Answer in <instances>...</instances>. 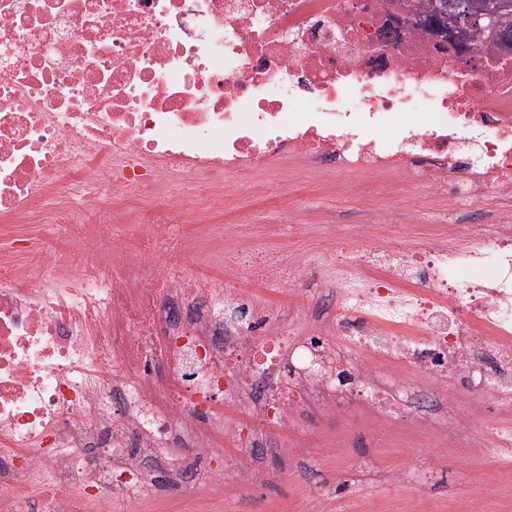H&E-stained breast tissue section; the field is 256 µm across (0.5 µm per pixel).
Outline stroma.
Here are the masks:
<instances>
[{
	"mask_svg": "<svg viewBox=\"0 0 512 512\" xmlns=\"http://www.w3.org/2000/svg\"><path fill=\"white\" fill-rule=\"evenodd\" d=\"M463 220L462 212L448 206L423 202L409 210L397 199L369 203L354 200L347 191L320 196L298 186L292 188L287 203L273 206L244 198L238 210L227 217L248 245L267 249L290 245L302 250H312L326 242L334 225L459 224ZM265 224H301L305 230L294 237L267 236L261 232ZM307 426L322 437V455L298 463L296 471L283 473L278 482L241 499L237 512H297L304 498L298 482L302 471L313 473L317 482L329 485L330 492L322 498L321 508L322 512H334L335 494L345 486L341 466L348 461L358 463L362 469L352 487L365 499H377L381 472L401 469L407 472L409 483L397 496L407 512H422L428 498L437 501L446 512H460L479 485L490 478L501 479L504 471L500 463L489 460L475 448L447 449L442 462L437 464L426 448L409 454L401 448L372 447L366 436L349 433L346 421L338 417L311 418Z\"/></svg>",
	"mask_w": 512,
	"mask_h": 512,
	"instance_id": "1",
	"label": "stroma"
}]
</instances>
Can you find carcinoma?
Listing matches in <instances>:
<instances>
[{"instance_id": "carcinoma-1", "label": "carcinoma", "mask_w": 512, "mask_h": 512, "mask_svg": "<svg viewBox=\"0 0 512 512\" xmlns=\"http://www.w3.org/2000/svg\"><path fill=\"white\" fill-rule=\"evenodd\" d=\"M407 7L422 18L424 26L433 33L446 32L463 14L478 16L494 13L497 25L480 27L466 34V39L487 33L492 35L504 49L512 50V0H406Z\"/></svg>"}]
</instances>
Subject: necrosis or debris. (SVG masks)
<instances>
[{
  "mask_svg": "<svg viewBox=\"0 0 512 512\" xmlns=\"http://www.w3.org/2000/svg\"><path fill=\"white\" fill-rule=\"evenodd\" d=\"M283 167L499 218L162 249L223 223L225 178L287 200ZM0 238V512L213 482L234 504L321 450L273 443L316 414L401 412L512 462V53L490 40L434 41L392 0H0ZM322 353L338 380L306 370Z\"/></svg>",
  "mask_w": 512,
  "mask_h": 512,
  "instance_id": "4bbe7bcc",
  "label": "necrosis or debris"
}]
</instances>
